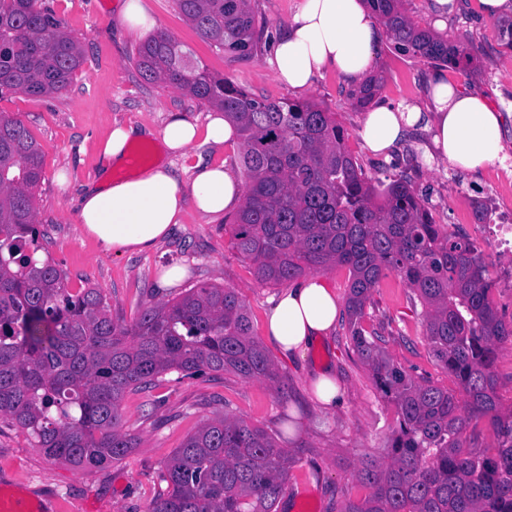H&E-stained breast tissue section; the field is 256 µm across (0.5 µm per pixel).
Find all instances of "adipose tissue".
<instances>
[{"instance_id":"adipose-tissue-1","label":"adipose tissue","mask_w":512,"mask_h":512,"mask_svg":"<svg viewBox=\"0 0 512 512\" xmlns=\"http://www.w3.org/2000/svg\"><path fill=\"white\" fill-rule=\"evenodd\" d=\"M384 36L385 29L366 0H300L276 33L269 64L276 80L298 95L310 91L328 71L353 84L373 67ZM425 93L424 107L402 102L364 113L358 135L369 152L390 155L412 133L423 132L429 137L423 151L427 163L469 173L495 163L505 170L512 168V159L501 146V112L440 71L429 75ZM154 137L165 154L185 159L200 142L217 146L238 142L234 126L219 110L202 126L170 113L157 134L133 124H114L102 147L99 173L84 187L77 206L84 235L104 251L151 250L181 222L187 206L221 215L244 201L237 174L222 162L194 163L186 184L164 163L113 178V170L125 165L130 145ZM340 318L331 288L322 278L310 277L273 301L265 317V338L285 354L302 356Z\"/></svg>"}]
</instances>
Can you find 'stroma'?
<instances>
[{
    "mask_svg": "<svg viewBox=\"0 0 512 512\" xmlns=\"http://www.w3.org/2000/svg\"><path fill=\"white\" fill-rule=\"evenodd\" d=\"M66 33L83 47L84 60L62 92L42 98L20 93L0 99V112L23 121L40 144L43 179L36 193L37 219L43 245L70 285L99 289L108 314L116 322H135L144 307L177 297L182 289L214 283L235 289L244 302L256 337L264 335V319L281 286L265 284L251 263L232 246L233 213L212 217L187 207L181 224L156 248L103 253L77 222V198L94 180L100 163V143L114 122L131 123L160 132L170 113L205 123L210 105L168 85L145 81L134 64L140 37L120 18L122 0H47ZM299 0H251L264 38L250 56L236 57L200 37L180 12L176 0H144L164 30L190 49L194 59L258 97H290L268 63L269 42L277 26L295 12ZM469 0H455L445 15L441 36L476 57L473 71L450 69L462 89L483 94L503 116L501 142L512 154V51L497 37L496 18L470 13ZM435 68L420 57L396 52L382 42L374 73L382 76L380 102L421 101L427 74ZM333 72L324 74L307 93L309 101L334 112L348 133L346 141L357 166L371 183L403 177L436 223L449 233L473 241L487 265L491 299L499 315L512 322V254L499 253L474 228V205L483 202L488 219L512 216V176L498 166L468 174L422 160L421 137H411L394 159L373 156L357 135L363 114ZM182 263L180 285L163 288L158 278L164 266ZM365 333H378L394 362L418 380L459 392L455 378L431 354L424 337L423 309L406 284L388 275L374 288L361 321ZM347 321L308 350L305 359L267 352L288 378V396L260 381L232 373L209 372L187 377L172 372L144 391L126 393L121 401V425L135 440L120 461L90 472L53 462L33 448L9 421L0 420V490L26 499L52 494L60 512H147L151 500L165 489V465L205 421L231 415L277 436L296 455L288 486L305 488L302 510L336 512L337 501L356 500L364 489L351 478L355 464L384 453L394 426L395 408L376 389L365 363L349 340ZM329 363L343 390V404L323 411L312 386L314 371Z\"/></svg>",
    "mask_w": 512,
    "mask_h": 512,
    "instance_id": "35a3bbf8",
    "label": "stroma"
}]
</instances>
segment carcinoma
<instances>
[{
  "label": "carcinoma",
  "mask_w": 512,
  "mask_h": 512,
  "mask_svg": "<svg viewBox=\"0 0 512 512\" xmlns=\"http://www.w3.org/2000/svg\"><path fill=\"white\" fill-rule=\"evenodd\" d=\"M176 2L216 48L240 57L256 48L250 0ZM367 3L396 51L472 65L469 54L416 26L404 0ZM82 61L46 0H0V98L58 93ZM135 65L143 79L219 107L238 126L246 191L232 245L259 280L281 285L332 266L349 270V339L397 418L385 455L353 469L368 494L340 512H512V407L502 411L495 375L512 323L492 305L482 255L434 223L406 180L372 186L344 128L319 104L257 97L208 72L163 31L140 44ZM381 83L371 75L350 96L366 107ZM42 176L39 145L20 119L0 112V418L48 459L86 471L134 447L120 426V401L168 372H232L287 396L288 378L232 288L193 286L144 308L130 326L112 320L98 289L71 292L52 259L39 255ZM390 273L422 304L433 356L465 400L408 375L383 336L364 334L371 291ZM474 418L494 432L486 451L464 446ZM293 463L265 430L227 414L208 420L169 459L166 488L148 512H276Z\"/></svg>",
  "instance_id": "cac0c4a2"
}]
</instances>
